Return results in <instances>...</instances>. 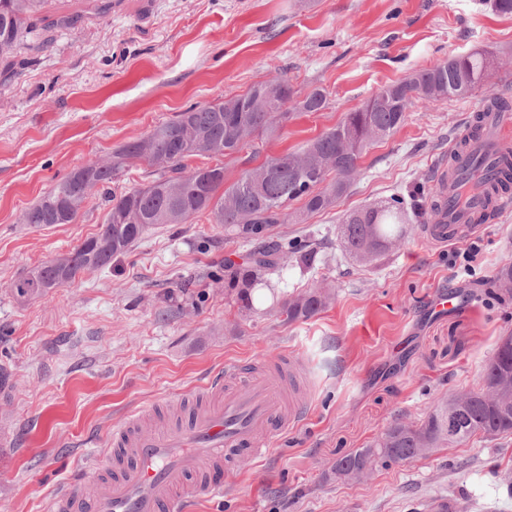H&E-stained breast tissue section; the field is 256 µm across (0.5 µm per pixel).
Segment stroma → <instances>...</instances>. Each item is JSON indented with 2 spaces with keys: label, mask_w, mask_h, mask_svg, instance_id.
Masks as SVG:
<instances>
[{
  "label": "stroma",
  "mask_w": 512,
  "mask_h": 512,
  "mask_svg": "<svg viewBox=\"0 0 512 512\" xmlns=\"http://www.w3.org/2000/svg\"><path fill=\"white\" fill-rule=\"evenodd\" d=\"M44 28L18 49L30 66L0 75V512H51L57 487L91 473L114 423L134 411L198 403L206 376L231 364L265 370L297 355L312 410L265 461L225 465L223 497L195 512H512V435L472 437L428 457L346 483L336 459L433 398L479 389L512 297L494 284L512 254V216L471 239L421 243L412 234L365 264L339 246L352 211L404 197L430 206V163L446 154L491 95L512 100V15L487 0H46ZM487 51L497 67L468 99L419 102L363 153L348 193L274 236L313 248V268L283 269L278 294L325 283L332 304L285 324L224 293V261L250 244L210 213L163 224L102 270L47 296L17 299L11 283L94 236L107 209L93 200L75 224L35 228L20 216L89 159L111 157L193 104L288 77L298 97L322 90L319 112H297L272 136L224 157L233 183L267 158L304 147L386 85L448 56ZM477 246L476 280L456 254ZM441 291L459 308L433 313Z\"/></svg>",
  "instance_id": "obj_1"
}]
</instances>
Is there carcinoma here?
I'll return each instance as SVG.
<instances>
[{"label":"carcinoma","mask_w":512,"mask_h":512,"mask_svg":"<svg viewBox=\"0 0 512 512\" xmlns=\"http://www.w3.org/2000/svg\"><path fill=\"white\" fill-rule=\"evenodd\" d=\"M46 0H0V71L16 66L15 50L37 28ZM488 53L475 51L450 56L407 78L383 87L362 107L346 113L335 128L321 134L298 152H285L224 183V167L188 168L191 157H224L236 153L249 138L272 135L290 117L288 104L299 112H319L327 97L315 89L294 99L288 78L259 81L240 96L218 104L192 105L174 119L135 138L113 152L62 177L21 216L35 227L76 223L86 203L100 189L108 211L94 236L67 255L29 270L17 279L14 292L23 298L43 295L72 283L89 270L103 269L125 255L160 224H188L205 211L215 223L255 243L237 263L224 259V287L242 308L254 309V292L276 295L270 275L290 259L311 265L315 254L296 241L271 238L277 224H299L305 216L331 210L350 188L365 149L393 134L415 102L473 95L483 82ZM130 158H142L153 168V179L119 195L112 182L125 171ZM303 202L291 209L295 202ZM417 213L404 198L392 195L380 204L348 214L340 225L343 250L370 263L390 245L414 230ZM503 293L512 295V257L497 271ZM334 299L329 286L305 289L277 303L284 321H304L326 309ZM480 435L486 440L512 435V334L501 336L483 371L478 391L441 395L416 421L392 424L378 438L336 460L341 471L387 469L424 458L426 448H445Z\"/></svg>","instance_id":"carcinoma-1"}]
</instances>
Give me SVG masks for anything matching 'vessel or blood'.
Returning a JSON list of instances; mask_svg holds the SVG:
<instances>
[{
	"mask_svg": "<svg viewBox=\"0 0 512 512\" xmlns=\"http://www.w3.org/2000/svg\"><path fill=\"white\" fill-rule=\"evenodd\" d=\"M481 120L482 138L471 142L469 151L430 165L441 221L424 227V239L459 242L476 229L473 218L484 211L487 196L477 189L458 202L448 168L464 165L482 140L512 144L511 113L485 112ZM241 380L247 385L243 396L236 391ZM205 390L207 404L155 434L140 432L138 415H128L112 429L113 467L96 470L97 491L87 494L84 477L69 478L55 492L52 512H190L197 500L223 496L224 464L241 454L263 460L275 437L298 426L309 406L295 373L282 368L246 374L231 365L216 371Z\"/></svg>",
	"mask_w": 512,
	"mask_h": 512,
	"instance_id": "vessel-or-blood-1",
	"label": "vessel or blood"
}]
</instances>
